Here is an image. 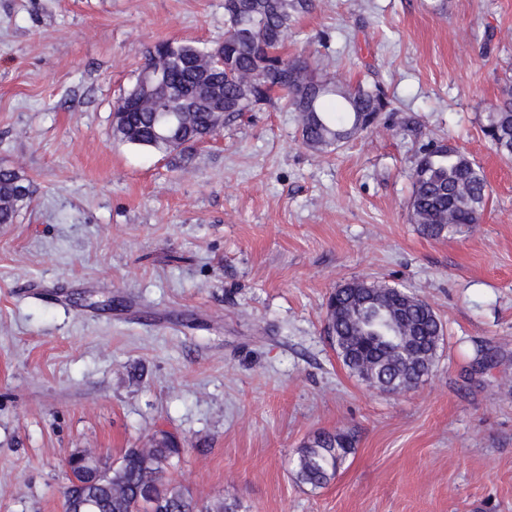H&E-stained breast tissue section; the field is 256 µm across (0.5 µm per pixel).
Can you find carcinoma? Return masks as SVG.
Here are the masks:
<instances>
[{"mask_svg":"<svg viewBox=\"0 0 512 512\" xmlns=\"http://www.w3.org/2000/svg\"><path fill=\"white\" fill-rule=\"evenodd\" d=\"M312 8V0H224V41L209 49L167 41L147 50L142 69L166 58L165 83L134 84L127 105L116 106L113 137L164 155L216 133L213 104L230 114L251 112L277 92L300 115V135L309 148L328 153L371 128L391 106L380 86L351 85L319 74L308 62L282 53L288 30ZM483 131L504 157H512V91L487 113ZM28 197H20V189ZM33 181L0 167V224L14 222L32 202ZM488 199L485 175L458 148L430 141L419 150L412 173L409 216L435 239L462 235L481 221ZM336 353L344 367L381 390L416 386L435 366L443 328L433 308L395 286L352 281L336 288L326 305ZM344 431L320 432L297 452V476L314 488L327 485L354 448ZM181 449L166 432L147 448H128L108 478L81 451L68 461L85 482L69 484L65 512H234L217 502L201 505L167 477Z\"/></svg>","mask_w":512,"mask_h":512,"instance_id":"obj_1","label":"carcinoma"}]
</instances>
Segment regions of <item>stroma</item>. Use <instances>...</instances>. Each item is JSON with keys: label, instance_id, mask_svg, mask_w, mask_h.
<instances>
[{"label": "stroma", "instance_id": "35a3bbf8", "mask_svg": "<svg viewBox=\"0 0 512 512\" xmlns=\"http://www.w3.org/2000/svg\"><path fill=\"white\" fill-rule=\"evenodd\" d=\"M223 38L224 0H0V167L37 186L0 224V512H64L71 454L162 431L173 478L234 512H512V159L482 130L512 0H315L285 53L392 101L333 152L276 99L179 154L113 138L147 49ZM431 139L488 183L460 237L408 220ZM353 280L441 320L415 389L338 359L325 303ZM322 430L355 446L314 488L296 457Z\"/></svg>", "mask_w": 512, "mask_h": 512}]
</instances>
